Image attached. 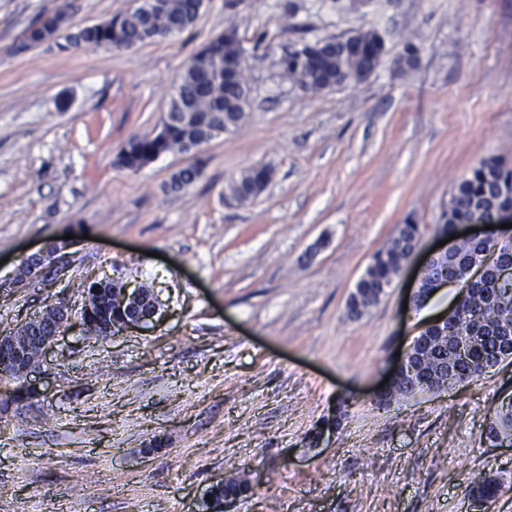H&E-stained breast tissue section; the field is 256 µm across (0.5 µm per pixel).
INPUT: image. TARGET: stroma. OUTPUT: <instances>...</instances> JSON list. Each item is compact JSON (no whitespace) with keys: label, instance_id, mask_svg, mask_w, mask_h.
<instances>
[{"label":"stroma","instance_id":"35a3bbf8","mask_svg":"<svg viewBox=\"0 0 512 512\" xmlns=\"http://www.w3.org/2000/svg\"><path fill=\"white\" fill-rule=\"evenodd\" d=\"M302 2L291 20L282 0H206L175 37L62 52L27 44L26 29L57 12L73 29L97 24L135 0H0V331L57 298L80 311L94 274L164 303L148 329L69 330L31 377L48 390L0 409V512H204L235 472L252 489L232 512H473L485 475L501 488L484 512H512V447L485 438L512 361L438 393L375 398L396 352L457 300L449 287L405 304L455 185L485 158L512 163V0ZM230 24L246 122L200 155L120 168ZM360 27L387 33L366 81L312 94L277 77L288 46ZM409 41L418 61L404 77L394 60ZM199 158L200 180L170 192L171 173ZM256 164L273 172L264 192L225 204L229 180ZM409 219L422 231L414 259L348 316L356 281ZM67 234L63 274L5 287ZM343 398L340 430L309 443Z\"/></svg>","mask_w":512,"mask_h":512}]
</instances>
